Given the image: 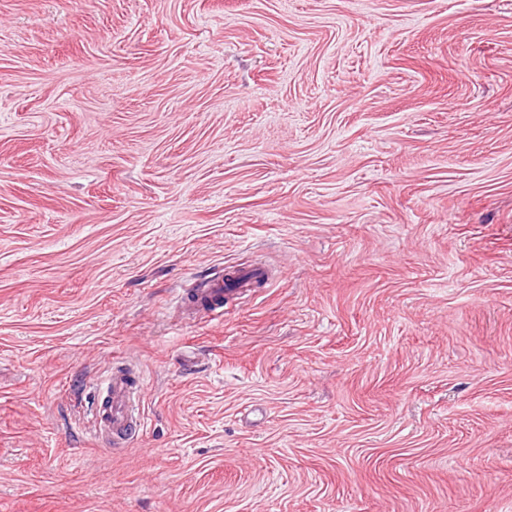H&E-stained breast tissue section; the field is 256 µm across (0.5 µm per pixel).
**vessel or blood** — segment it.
<instances>
[{"label":"vessel or blood","mask_w":512,"mask_h":512,"mask_svg":"<svg viewBox=\"0 0 512 512\" xmlns=\"http://www.w3.org/2000/svg\"><path fill=\"white\" fill-rule=\"evenodd\" d=\"M263 276L264 272L259 268L239 273L231 289L225 288L220 277L194 283L182 297L185 318L223 321L225 297L245 294ZM142 389L143 381L137 371L124 365H116L109 370L91 406L86 409L98 440L123 446L139 434L144 425L138 401Z\"/></svg>","instance_id":"1"}]
</instances>
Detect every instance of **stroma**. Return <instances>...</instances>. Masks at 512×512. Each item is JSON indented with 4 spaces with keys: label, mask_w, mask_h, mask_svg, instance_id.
<instances>
[{
    "label": "stroma",
    "mask_w": 512,
    "mask_h": 512,
    "mask_svg": "<svg viewBox=\"0 0 512 512\" xmlns=\"http://www.w3.org/2000/svg\"><path fill=\"white\" fill-rule=\"evenodd\" d=\"M0 512H512V0H0ZM265 277L261 268L239 272L234 288H224V277L195 282L182 297V310L186 319L196 321L209 318L212 322L224 320V298L243 295L251 291L255 281ZM142 389L143 380L137 371L125 365H116L109 370L91 406L84 411L92 417L98 440L124 446L139 434L144 426L138 401Z\"/></svg>",
    "instance_id": "stroma-1"
}]
</instances>
